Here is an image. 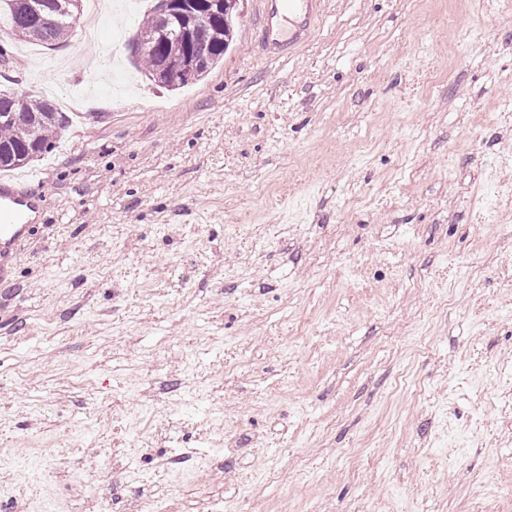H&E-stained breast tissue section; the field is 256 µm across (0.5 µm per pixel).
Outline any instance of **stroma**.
<instances>
[{
    "instance_id": "stroma-1",
    "label": "stroma",
    "mask_w": 512,
    "mask_h": 512,
    "mask_svg": "<svg viewBox=\"0 0 512 512\" xmlns=\"http://www.w3.org/2000/svg\"><path fill=\"white\" fill-rule=\"evenodd\" d=\"M244 0L195 83L126 38L0 31V89L84 100L25 168L0 284V512H512V8ZM255 23L258 42L272 57L287 56L309 39L321 16V0H261ZM288 19V28L283 22ZM46 199L25 182L0 179V281L9 280L25 244L38 228Z\"/></svg>"
}]
</instances>
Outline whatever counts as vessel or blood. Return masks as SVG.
<instances>
[{"mask_svg":"<svg viewBox=\"0 0 512 512\" xmlns=\"http://www.w3.org/2000/svg\"><path fill=\"white\" fill-rule=\"evenodd\" d=\"M320 15L321 0H260L256 38L270 56H286L309 39ZM45 207L25 182L0 179V281L8 280Z\"/></svg>","mask_w":512,"mask_h":512,"instance_id":"1","label":"vessel or blood"}]
</instances>
